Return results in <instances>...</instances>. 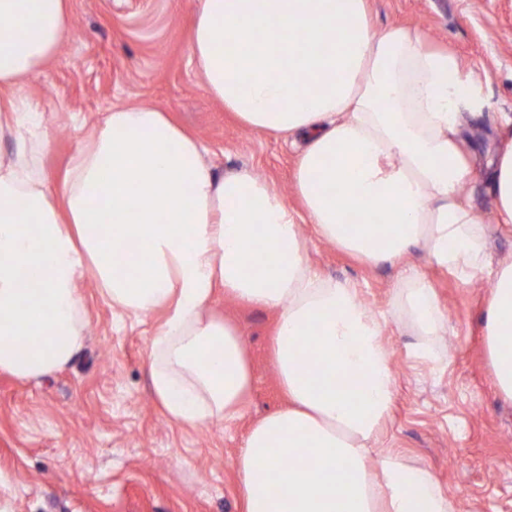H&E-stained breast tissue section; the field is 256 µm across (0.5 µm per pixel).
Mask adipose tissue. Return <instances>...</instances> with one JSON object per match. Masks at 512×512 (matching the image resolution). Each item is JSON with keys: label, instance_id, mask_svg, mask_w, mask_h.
Listing matches in <instances>:
<instances>
[{"label": "adipose tissue", "instance_id": "obj_1", "mask_svg": "<svg viewBox=\"0 0 512 512\" xmlns=\"http://www.w3.org/2000/svg\"><path fill=\"white\" fill-rule=\"evenodd\" d=\"M70 0H0V371L35 379L83 349L75 283L92 269L108 302L165 317L149 377L165 415L198 427L243 412L252 375L238 329L212 316L215 286L278 314L271 350L286 407L259 420L236 460L244 512H454L430 473L369 445L392 407L384 319L351 285L320 278L300 226L377 265L412 249L461 278L492 282L484 312L497 391L512 400V260L490 265L491 227L462 197L472 168L460 138L481 87L416 30H376L368 0H201L190 56L208 91L249 127L301 139V211L249 172L217 175L205 146L163 111L118 107L77 147L59 188L35 163L45 145L26 79L56 56ZM320 50L307 54L304 44ZM488 181L512 225V136ZM399 306L430 356L446 329L409 271ZM313 349L300 354V337Z\"/></svg>", "mask_w": 512, "mask_h": 512}]
</instances>
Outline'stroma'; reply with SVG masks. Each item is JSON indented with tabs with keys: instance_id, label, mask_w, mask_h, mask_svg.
Returning <instances> with one entry per match:
<instances>
[{
	"instance_id": "1",
	"label": "stroma",
	"mask_w": 512,
	"mask_h": 512,
	"mask_svg": "<svg viewBox=\"0 0 512 512\" xmlns=\"http://www.w3.org/2000/svg\"><path fill=\"white\" fill-rule=\"evenodd\" d=\"M199 0H70L67 36L22 92L43 114L51 178L107 112L149 106L171 115L207 147L220 174L242 170L274 182L290 207L297 153L283 138L240 122L207 91L189 62ZM376 29L409 26L453 53L482 88L481 113L467 120L473 176L462 191L487 223L498 215L487 162L512 115V0H370ZM308 259L326 278L353 283L366 308L386 320L396 397L374 452L427 468L457 512H512V401L496 391L483 313L491 282L457 278L414 249L404 263L370 265L315 239ZM433 288L447 330L436 358L396 305L406 264ZM87 311L85 346L63 369L32 380L0 372V512H241L236 458L252 424L285 398L269 342L274 312L216 289L214 310L244 341L253 385L242 418L189 428L174 424L152 395L149 341L162 320L132 317L101 297L93 272L77 285Z\"/></svg>"
}]
</instances>
